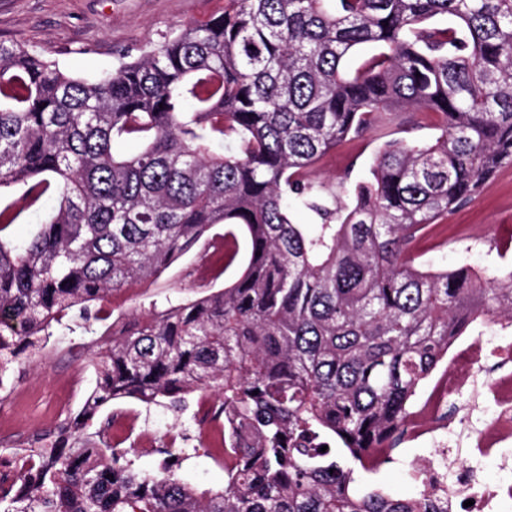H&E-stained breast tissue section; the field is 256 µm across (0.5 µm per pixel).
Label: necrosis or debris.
Listing matches in <instances>:
<instances>
[{"mask_svg": "<svg viewBox=\"0 0 512 512\" xmlns=\"http://www.w3.org/2000/svg\"><path fill=\"white\" fill-rule=\"evenodd\" d=\"M448 371L435 378L407 421L410 442L435 449L439 461L416 472L419 497L435 500L444 512H512V466L496 483L475 478L473 464L494 460L512 447V335L496 328L491 334L453 336L448 341ZM494 377L480 381L486 369ZM135 411L115 415L113 443L140 448L165 440L172 448L187 443L182 430L165 437L137 427ZM464 461H455L457 450Z\"/></svg>", "mask_w": 512, "mask_h": 512, "instance_id": "1", "label": "necrosis or debris"}]
</instances>
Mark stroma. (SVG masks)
<instances>
[{
    "mask_svg": "<svg viewBox=\"0 0 512 512\" xmlns=\"http://www.w3.org/2000/svg\"><path fill=\"white\" fill-rule=\"evenodd\" d=\"M224 8V0H0V40H10L58 61L66 70L94 78L111 71L117 54L155 43L188 24L206 22ZM377 149L375 135L345 142L317 165L321 178L367 180ZM512 244V165H504L484 181L464 206L430 226L413 244L421 262L434 268L466 266L479 272L503 267ZM201 260L188 253L154 282L112 297L106 305L90 303V315L107 308L108 320L95 324L99 333L125 324L133 314L147 312L151 301L164 296L195 298L207 283L188 277ZM93 347L89 338L55 333L40 356L24 359L7 389L0 391V457L14 460L15 451L69 423L65 406H80L95 386ZM393 463L378 475L359 473L358 488L376 485L392 495L415 494L414 474L421 461L411 443L393 454ZM179 477L196 489L219 490L224 470L205 452L182 462Z\"/></svg>",
    "mask_w": 512,
    "mask_h": 512,
    "instance_id": "obj_1",
    "label": "stroma"
}]
</instances>
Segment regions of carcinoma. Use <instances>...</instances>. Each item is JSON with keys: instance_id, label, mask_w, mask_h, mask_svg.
I'll use <instances>...</instances> for the list:
<instances>
[{"instance_id": "cac0c4a2", "label": "carcinoma", "mask_w": 512, "mask_h": 512, "mask_svg": "<svg viewBox=\"0 0 512 512\" xmlns=\"http://www.w3.org/2000/svg\"><path fill=\"white\" fill-rule=\"evenodd\" d=\"M362 44L373 54L345 68ZM403 110L435 116V136L387 138L379 116ZM369 131L349 208L314 168ZM508 163L512 0H224L97 79L0 40V388L55 328L96 335L87 304L157 280L215 226L222 272L236 231L249 248L231 284L112 334L77 428L24 449L38 466L27 488L0 478V512H438L356 491L355 466L403 442L448 337L512 325V267L475 287L412 254ZM28 211L42 220L16 244ZM204 391L221 396V490L179 479L171 448L151 473L87 432L109 401L185 410Z\"/></svg>"}]
</instances>
